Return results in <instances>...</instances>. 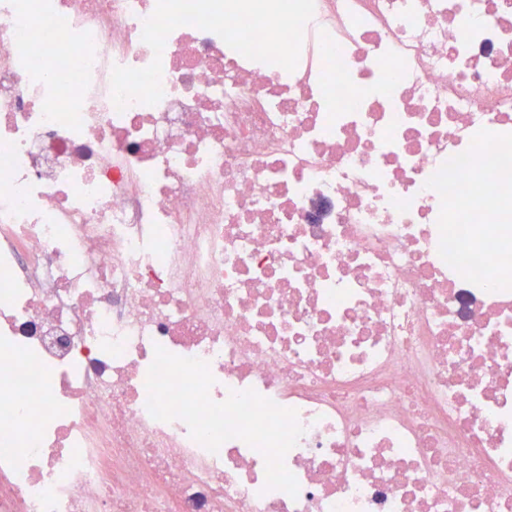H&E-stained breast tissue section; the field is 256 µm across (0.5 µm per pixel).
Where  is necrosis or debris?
Here are the masks:
<instances>
[{
  "label": "necrosis or debris",
  "mask_w": 512,
  "mask_h": 512,
  "mask_svg": "<svg viewBox=\"0 0 512 512\" xmlns=\"http://www.w3.org/2000/svg\"><path fill=\"white\" fill-rule=\"evenodd\" d=\"M512 133V0H0V512H512V290L426 181ZM296 410L299 491L154 419Z\"/></svg>",
  "instance_id": "1"
}]
</instances>
